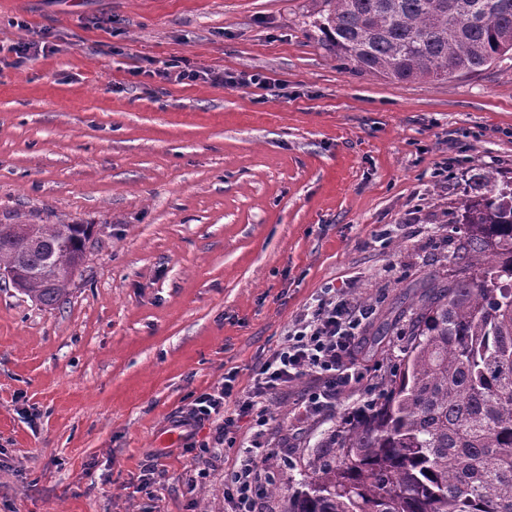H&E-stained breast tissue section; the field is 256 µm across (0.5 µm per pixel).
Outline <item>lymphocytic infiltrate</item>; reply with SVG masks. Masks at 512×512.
<instances>
[{
	"mask_svg": "<svg viewBox=\"0 0 512 512\" xmlns=\"http://www.w3.org/2000/svg\"><path fill=\"white\" fill-rule=\"evenodd\" d=\"M372 313V306L356 300L348 287L326 284L289 325L285 342L254 364L248 390L234 393L236 377L227 375L221 387L198 393L186 409L175 415V426L186 430L217 419L212 440L198 443L204 452L214 443L234 446L242 422H249L252 448L240 455L224 476V500L230 512H261L266 487L273 479L271 473L261 472L258 461L259 451L265 446L268 402L309 375L318 380L319 386L306 395L303 404L305 411L316 412L337 390L357 381L351 358L361 327ZM228 402L233 405L229 412L224 409Z\"/></svg>",
	"mask_w": 512,
	"mask_h": 512,
	"instance_id": "f902f5d3",
	"label": "lymphocytic infiltrate"
}]
</instances>
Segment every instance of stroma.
<instances>
[{"mask_svg": "<svg viewBox=\"0 0 512 512\" xmlns=\"http://www.w3.org/2000/svg\"><path fill=\"white\" fill-rule=\"evenodd\" d=\"M323 0H0V224L93 227L59 309L0 288V512H224L238 448L185 454L194 394L251 368L328 283L373 294L363 378L318 414L269 407L284 512L310 459L379 394L472 177L512 181V58L397 82L341 65ZM180 57L267 88L165 83ZM400 225L390 246L375 243ZM159 454L154 496L126 486Z\"/></svg>", "mask_w": 512, "mask_h": 512, "instance_id": "stroma-1", "label": "stroma"}]
</instances>
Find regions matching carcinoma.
Instances as JSON below:
<instances>
[{
	"mask_svg": "<svg viewBox=\"0 0 512 512\" xmlns=\"http://www.w3.org/2000/svg\"><path fill=\"white\" fill-rule=\"evenodd\" d=\"M320 29L336 57L394 81L472 74L512 53V0H327ZM459 202L455 274L429 280L404 356L381 394L336 435L335 463L314 459L285 512H512V185ZM40 241L23 249L22 233ZM82 224H6L0 269L68 270ZM66 275L21 292L54 309Z\"/></svg>",
	"mask_w": 512,
	"mask_h": 512,
	"instance_id": "1",
	"label": "carcinoma"
}]
</instances>
